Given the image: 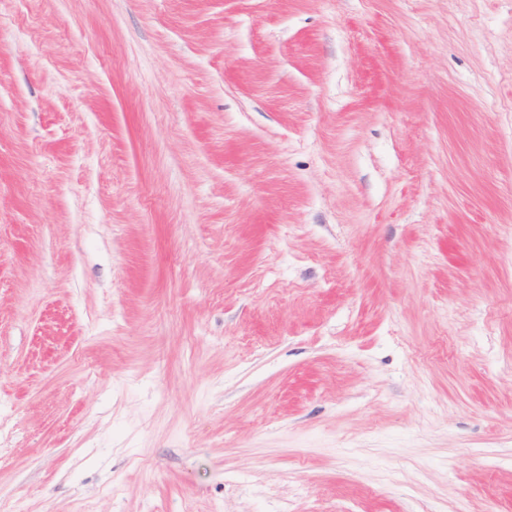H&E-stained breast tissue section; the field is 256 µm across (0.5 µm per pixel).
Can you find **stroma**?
<instances>
[{
	"label": "stroma",
	"mask_w": 512,
	"mask_h": 512,
	"mask_svg": "<svg viewBox=\"0 0 512 512\" xmlns=\"http://www.w3.org/2000/svg\"><path fill=\"white\" fill-rule=\"evenodd\" d=\"M0 512H512V0H0Z\"/></svg>",
	"instance_id": "obj_1"
}]
</instances>
